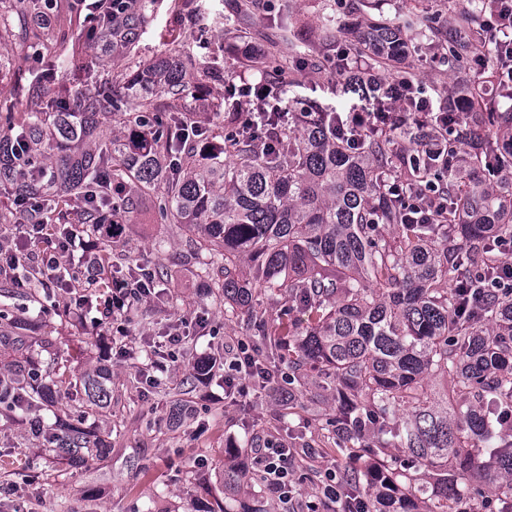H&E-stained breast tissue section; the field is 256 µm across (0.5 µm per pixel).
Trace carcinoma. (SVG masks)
<instances>
[{
  "mask_svg": "<svg viewBox=\"0 0 512 512\" xmlns=\"http://www.w3.org/2000/svg\"><path fill=\"white\" fill-rule=\"evenodd\" d=\"M155 3L133 0L112 35V57L138 40ZM489 6L475 0L444 28L408 12L355 28L338 18L330 33L353 37V49L372 57L375 71L399 65V77L411 81L415 32L429 33L426 46L456 68L488 57ZM194 69L171 51L128 73L123 92L85 94L73 112L43 99L21 116L1 112L0 125L19 127L30 152L41 155L50 137L60 150L50 157L51 181L36 173L20 178L5 164L0 184L19 197L53 199L58 213L71 196H105L112 188L118 224L130 220L138 197L156 196L164 223L188 236L190 255L217 270L215 298L247 314L262 336L260 379L285 359L292 382L308 366L329 379L336 452L367 457L345 482L351 512H493L492 501L468 494L470 483L512 502V443L493 446L512 438V286L492 283L493 238L512 239V109L490 104L476 74L455 88L469 99L465 124L448 123L437 150L417 128L338 135L330 122L291 112L286 124L267 116L270 151L230 121L221 152L204 154L199 144L209 129L174 105ZM116 116L128 138L103 139ZM401 139L406 152L394 148ZM429 197L442 209L422 222L417 207ZM387 227L394 232L385 234ZM451 278L479 305L463 307L448 288ZM255 286L284 296L286 316L271 332ZM0 328L8 353L0 414L14 420L53 389L57 424L43 430L50 451L75 468L89 458L108 462L110 434L82 422L112 406L104 373L53 367L45 372L51 383H37L27 377L37 337L6 303ZM440 377L451 378V387L436 386ZM362 421L375 440L358 430ZM387 432L403 456L386 453Z\"/></svg>",
  "mask_w": 512,
  "mask_h": 512,
  "instance_id": "1",
  "label": "carcinoma"
}]
</instances>
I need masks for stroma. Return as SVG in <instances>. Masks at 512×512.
<instances>
[{
  "mask_svg": "<svg viewBox=\"0 0 512 512\" xmlns=\"http://www.w3.org/2000/svg\"><path fill=\"white\" fill-rule=\"evenodd\" d=\"M406 8L405 0H338L334 6L329 0H157L152 21L130 53L116 59L97 38L86 37L84 0H52L48 20L32 19L39 33L35 42L16 35L18 0H0V18L8 22L0 32V110L10 103L24 111L34 92L71 99L105 86L122 91L123 72L175 50L206 68L180 101L182 111L196 120L209 122L219 112L242 121L234 87L256 68L290 105L348 112L360 107V100L340 92L339 74L311 66L305 55L309 49L329 57L349 51L348 40L329 34L326 14L337 10L352 23L370 16L395 21ZM239 19L249 40L237 37ZM63 39L77 47L75 62L49 59L46 46ZM248 43L261 49L259 62L243 55ZM415 71L423 96L434 106H447L446 87L456 72L445 65L430 69L423 54ZM83 239L92 253L112 256L101 277H120L140 265L163 268L155 295L123 316V333L95 327L98 312L90 304L88 323L73 317L71 309L87 284L83 278L76 289H54V314L41 315L17 299L14 315L39 321L51 343L47 352L32 349L34 362L55 360L74 373L109 368L112 410L88 417L86 424L111 432L112 458L108 465L92 460L78 470L54 458L27 424L36 417L42 426L51 425L54 415L44 407H31L10 422L0 419V456L14 462L10 471L0 470V512H214L220 503L228 512H241L245 503L284 512V505L252 480V451L268 439L294 449L303 502L315 498L326 469L341 473L353 466L352 457L334 450L328 422L335 404L328 380L313 371L294 384L297 399L289 407L255 385L244 395L229 389L219 365L211 376L197 378L186 396L190 414L171 427V404L189 368L209 358L220 361L238 342L253 344L254 329L245 314L226 313L214 299L209 280L188 256L186 235L161 223L151 201H139L120 237L107 241L87 233ZM183 324L189 330L183 345L167 349L168 333ZM228 460L245 477L232 493L221 481Z\"/></svg>",
  "mask_w": 512,
  "mask_h": 512,
  "instance_id": "35a3bbf8",
  "label": "stroma"
}]
</instances>
